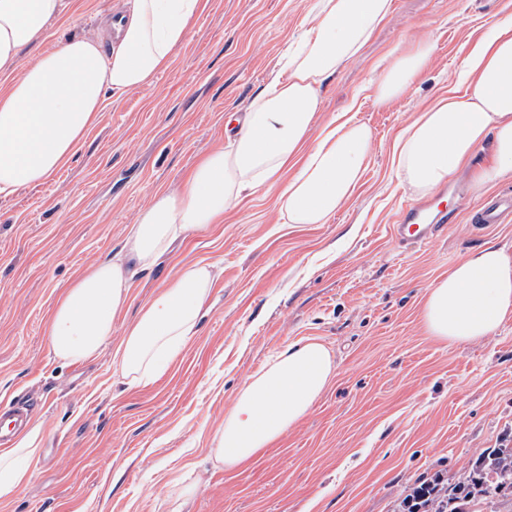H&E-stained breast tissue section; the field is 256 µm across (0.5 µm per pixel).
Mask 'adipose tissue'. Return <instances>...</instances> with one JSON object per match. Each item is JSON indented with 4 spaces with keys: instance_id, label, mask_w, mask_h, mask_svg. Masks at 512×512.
<instances>
[{
    "instance_id": "adipose-tissue-1",
    "label": "adipose tissue",
    "mask_w": 512,
    "mask_h": 512,
    "mask_svg": "<svg viewBox=\"0 0 512 512\" xmlns=\"http://www.w3.org/2000/svg\"><path fill=\"white\" fill-rule=\"evenodd\" d=\"M73 0H0V197L42 183L81 148L112 98L150 84L172 62L205 7L204 0H127L119 31L102 26L64 37L33 61L24 47L45 37ZM392 0H317L283 55L279 76L237 118L230 149H216L178 193L159 192L142 209L122 250L100 261L64 290L47 327L52 352L65 361L113 345L129 383L147 385L169 368L196 335L214 265L178 269L113 342L117 316L133 279L153 269L171 244L220 223L245 192L279 189L288 224H323L353 193L372 141L355 119L316 126L324 83L357 56L384 22ZM426 43L396 48L369 83L377 103L400 97L421 73ZM466 96L442 95L398 137L394 169L419 197L459 174L483 148L492 163L475 188L512 177V15L497 19L481 47L461 64ZM512 316V257L489 245L449 266L427 288L424 328L432 338L463 344L493 334ZM330 349L308 336L291 342L250 375L214 437L225 469L249 463L301 420L334 376ZM40 430L0 453V498L16 495L29 472L17 454H34Z\"/></svg>"
}]
</instances>
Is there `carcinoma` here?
<instances>
[{
    "instance_id": "1",
    "label": "carcinoma",
    "mask_w": 512,
    "mask_h": 512,
    "mask_svg": "<svg viewBox=\"0 0 512 512\" xmlns=\"http://www.w3.org/2000/svg\"><path fill=\"white\" fill-rule=\"evenodd\" d=\"M508 495L512 496V448H495L451 489L437 476L420 481L403 502L402 512H468L469 503L493 505Z\"/></svg>"
}]
</instances>
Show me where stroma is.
Wrapping results in <instances>:
<instances>
[{"label":"stroma","instance_id":"stroma-1","mask_svg":"<svg viewBox=\"0 0 512 512\" xmlns=\"http://www.w3.org/2000/svg\"><path fill=\"white\" fill-rule=\"evenodd\" d=\"M48 40L96 29L116 0H79ZM315 0H208L170 67L112 101L74 158L46 183L0 198V401L42 398L30 479L0 512H400L419 480L453 485L493 449L512 446V318L450 345L427 336L421 297L449 265L493 244L512 256V223H468L487 193L456 177L458 217L431 247L401 254L390 226L413 198L393 145L439 95L512 0H393L362 52L321 92L318 124L372 130L363 176L323 224H286L278 191L246 195L224 221L176 241L136 279L123 333L179 266L220 261L198 333L153 384L124 383L111 348L79 363L46 336L59 295L123 246L158 191L181 189L227 115L277 75ZM428 42L425 68L398 99L362 92L379 61ZM333 352L330 387L249 465L224 470L210 448L246 378L289 341Z\"/></svg>","mask_w":512,"mask_h":512}]
</instances>
